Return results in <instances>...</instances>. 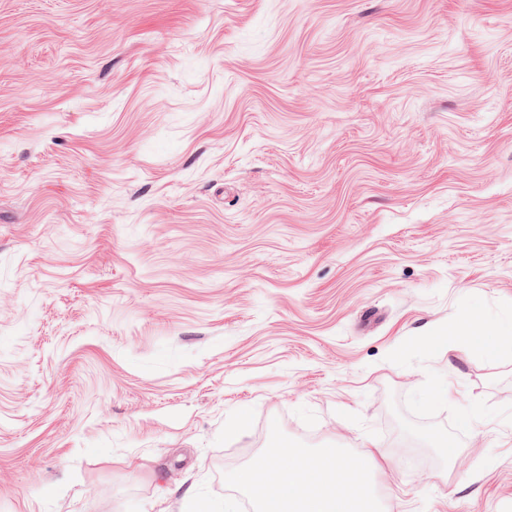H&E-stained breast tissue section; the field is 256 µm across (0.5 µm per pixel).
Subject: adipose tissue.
Returning <instances> with one entry per match:
<instances>
[{
    "label": "adipose tissue",
    "mask_w": 512,
    "mask_h": 512,
    "mask_svg": "<svg viewBox=\"0 0 512 512\" xmlns=\"http://www.w3.org/2000/svg\"><path fill=\"white\" fill-rule=\"evenodd\" d=\"M270 455V461L235 478L254 498L258 512H378L365 479L375 454L356 462L333 449L311 453L286 444Z\"/></svg>",
    "instance_id": "ef3b65f1"
}]
</instances>
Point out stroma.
I'll use <instances>...</instances> for the list:
<instances>
[{"instance_id": "1", "label": "stroma", "mask_w": 512, "mask_h": 512, "mask_svg": "<svg viewBox=\"0 0 512 512\" xmlns=\"http://www.w3.org/2000/svg\"><path fill=\"white\" fill-rule=\"evenodd\" d=\"M467 310L512 322V0H0V512H244L279 444L512 512ZM478 325L479 321L475 320L473 313H465L462 315L460 322L448 333V336L443 337V340H448V345L460 351L473 349L477 344L476 336H482V341L484 336H497V339L499 337L501 339L509 338L512 342V324L473 329Z\"/></svg>"}]
</instances>
